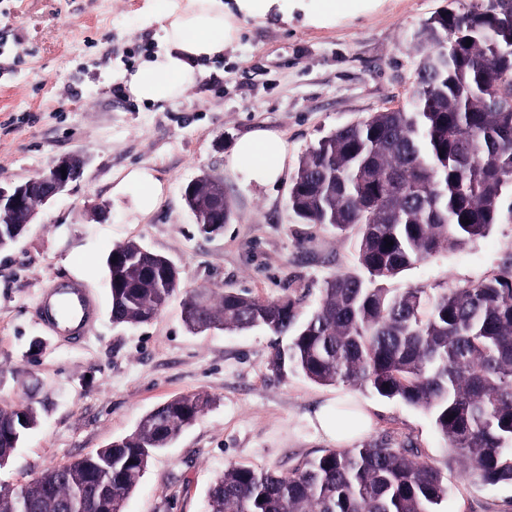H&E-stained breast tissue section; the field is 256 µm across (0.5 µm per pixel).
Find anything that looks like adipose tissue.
Here are the masks:
<instances>
[{
    "instance_id": "obj_1",
    "label": "adipose tissue",
    "mask_w": 512,
    "mask_h": 512,
    "mask_svg": "<svg viewBox=\"0 0 512 512\" xmlns=\"http://www.w3.org/2000/svg\"><path fill=\"white\" fill-rule=\"evenodd\" d=\"M236 6L233 14L225 10L224 0H148L159 48L125 73L127 93L152 104L182 98L203 77L207 64L222 58L225 47L237 39V15H285L298 8L299 0H236ZM285 159L286 148L278 136L253 134L236 142L229 163L272 184L281 176ZM372 423L371 412L349 395L328 401L311 421L318 435L339 448L368 433Z\"/></svg>"
}]
</instances>
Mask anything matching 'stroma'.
<instances>
[{
    "mask_svg": "<svg viewBox=\"0 0 512 512\" xmlns=\"http://www.w3.org/2000/svg\"><path fill=\"white\" fill-rule=\"evenodd\" d=\"M289 18L238 16L239 36L182 99L148 104L114 89L157 49L144 0H0V185L27 181L56 158L84 152V174L45 205L11 248L0 249V407L24 400L38 425L0 467V482L26 484L132 434L141 417L173 397L208 395L209 409L151 460L124 512H207V490L232 464L288 472L329 444L309 423L321 404L352 395L375 417L373 438L412 442L448 477L440 512H512V484L463 477L431 419L370 390L281 376L269 361L287 337L256 329L190 333L186 290L201 284L291 296L310 312L324 283L357 269L353 236L299 223L291 177L309 145L371 112L405 104L416 80L411 33L448 0H355L321 13L319 0ZM278 134L288 152L278 183L231 169L236 141ZM135 167L162 186L155 209L134 211L135 187L113 188ZM220 176L235 218L201 231L183 191L203 173ZM106 205L110 217L95 219ZM133 239L180 269L181 288L151 322L110 316L104 260ZM512 254V224L403 272L399 286L458 284L497 270ZM66 278L89 283L99 303L78 344L36 319L41 291Z\"/></svg>",
    "mask_w": 512,
    "mask_h": 512,
    "instance_id": "35a3bbf8",
    "label": "stroma"
}]
</instances>
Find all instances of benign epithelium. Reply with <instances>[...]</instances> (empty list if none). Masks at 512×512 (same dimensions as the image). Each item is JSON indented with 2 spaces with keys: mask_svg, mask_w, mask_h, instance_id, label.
Returning a JSON list of instances; mask_svg holds the SVG:
<instances>
[{
  "mask_svg": "<svg viewBox=\"0 0 512 512\" xmlns=\"http://www.w3.org/2000/svg\"><path fill=\"white\" fill-rule=\"evenodd\" d=\"M88 157L83 152L64 155L55 160L42 174L38 184L29 181L3 187L0 185V244L19 238L37 223L40 207L66 192L72 183L80 179ZM66 172H61V169ZM206 201L212 214L219 218L201 230L213 235L223 230L220 218L224 215V182L211 180L206 192Z\"/></svg>",
  "mask_w": 512,
  "mask_h": 512,
  "instance_id": "7a95c632",
  "label": "benign epithelium"
}]
</instances>
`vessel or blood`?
I'll return each mask as SVG.
<instances>
[{
  "label": "vessel or blood",
  "instance_id": "1",
  "mask_svg": "<svg viewBox=\"0 0 512 512\" xmlns=\"http://www.w3.org/2000/svg\"><path fill=\"white\" fill-rule=\"evenodd\" d=\"M97 300L84 281H60L41 295L37 313L40 321L55 336L70 342L84 339L93 329Z\"/></svg>",
  "mask_w": 512,
  "mask_h": 512
}]
</instances>
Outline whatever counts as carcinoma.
I'll list each match as a JSON object with an SVG mask.
<instances>
[{"label": "carcinoma", "mask_w": 512, "mask_h": 512, "mask_svg": "<svg viewBox=\"0 0 512 512\" xmlns=\"http://www.w3.org/2000/svg\"><path fill=\"white\" fill-rule=\"evenodd\" d=\"M411 36L419 54L410 101L336 128L300 157L289 204L304 224L356 237L360 272L326 283L302 315L297 299L212 289L186 293L189 331L263 328L290 336L270 359L321 385L346 383L426 412L478 484L512 483V253L462 285L393 288L428 257L512 224V0H450ZM472 40L466 45V40ZM470 220L465 225L462 220ZM393 241V246L386 242ZM112 321L159 314L178 285L167 258L112 248ZM174 397L147 412L128 442L36 474L22 494L0 489V512H122L152 454L209 407ZM20 420L0 407V452ZM442 472L412 442L385 437L329 449L292 471L232 465L208 491L209 512H439Z\"/></svg>", "instance_id": "cac0c4a2"}]
</instances>
